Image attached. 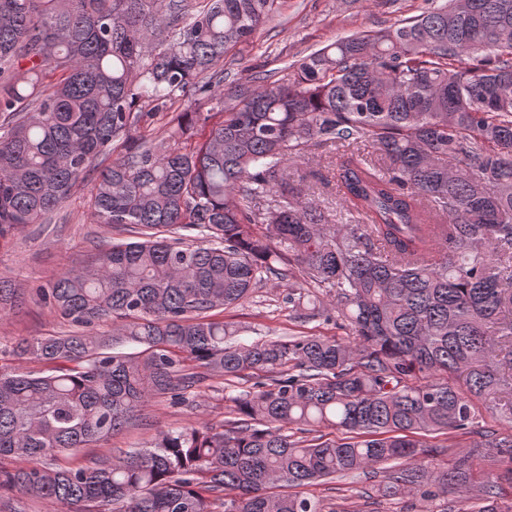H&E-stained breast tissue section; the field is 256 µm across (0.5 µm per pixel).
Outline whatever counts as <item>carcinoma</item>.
<instances>
[{"label":"carcinoma","instance_id":"obj_1","mask_svg":"<svg viewBox=\"0 0 512 512\" xmlns=\"http://www.w3.org/2000/svg\"><path fill=\"white\" fill-rule=\"evenodd\" d=\"M204 2L0 0V238L46 223L118 141L90 216L138 235L36 292L71 330L6 354L44 370L0 366V482L86 512H334L299 488L361 473L376 501L512 512V428L470 430L475 399L512 423V0H446L227 88L219 63L278 0ZM179 97L160 144L132 136ZM316 144L367 148L338 165V210L305 193ZM268 274L352 339L240 341L217 315ZM207 378L238 389L222 428L80 462ZM448 434L466 444L442 466L425 438Z\"/></svg>","mask_w":512,"mask_h":512}]
</instances>
